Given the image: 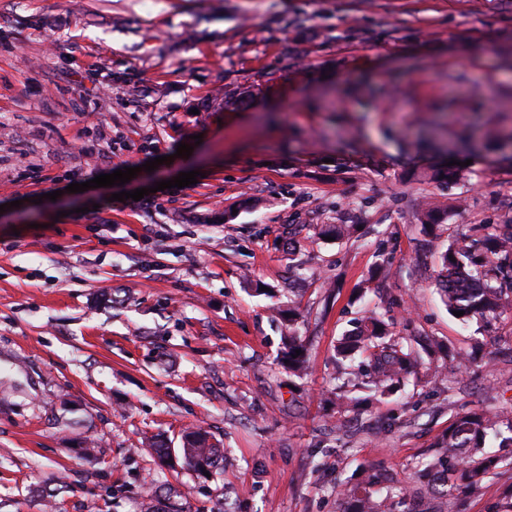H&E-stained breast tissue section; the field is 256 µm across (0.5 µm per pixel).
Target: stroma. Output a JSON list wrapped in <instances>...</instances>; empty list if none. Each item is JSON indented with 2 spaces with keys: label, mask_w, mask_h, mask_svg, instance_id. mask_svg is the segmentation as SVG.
Wrapping results in <instances>:
<instances>
[{
  "label": "stroma",
  "mask_w": 512,
  "mask_h": 512,
  "mask_svg": "<svg viewBox=\"0 0 512 512\" xmlns=\"http://www.w3.org/2000/svg\"><path fill=\"white\" fill-rule=\"evenodd\" d=\"M499 95L512 0H0V512H139L169 487L192 512H339L359 470L415 486L454 413L512 408V321L462 323L435 286L452 237L512 224V146L479 147L512 131ZM445 157L465 182L422 180ZM128 167L141 200L67 190ZM459 198L423 252V202ZM371 310L490 360L338 411L336 341ZM191 426L223 473L139 446ZM288 334L283 336V349L281 350V362L295 375L300 376L306 370L307 348L300 336L294 330V324L298 319V313L288 308ZM301 349L299 356L293 358L295 350ZM289 360V363H285Z\"/></svg>",
  "instance_id": "1"
}]
</instances>
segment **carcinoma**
Segmentation results:
<instances>
[{
    "label": "carcinoma",
    "mask_w": 512,
    "mask_h": 512,
    "mask_svg": "<svg viewBox=\"0 0 512 512\" xmlns=\"http://www.w3.org/2000/svg\"><path fill=\"white\" fill-rule=\"evenodd\" d=\"M428 178L452 185L462 179V171L435 168ZM421 219L428 234L440 236L443 228L436 207L424 204ZM357 231L356 224H323L319 235L343 240ZM480 231L478 239L453 238L440 252L438 288L448 311L463 312L459 317L463 322L488 324L503 317L512 319V225H483ZM288 314L281 360L299 376L306 370L307 348L294 330L298 313L290 309ZM352 326L336 346L337 378L346 386L381 395L404 388L419 366V355L407 338L393 335L385 316L375 310L354 319ZM439 445L444 451L427 466L432 489L448 497L463 490L474 491L485 478L512 469V455L492 451L496 446L512 447V416L505 419L497 414L457 413ZM180 454L183 464L195 473L207 469L218 474L224 469V449L210 442L207 432L200 429L184 434ZM398 507L413 512L409 494L386 484L382 471L368 468L345 490L342 512H396Z\"/></svg>",
    "instance_id": "cac0c4a2"
}]
</instances>
